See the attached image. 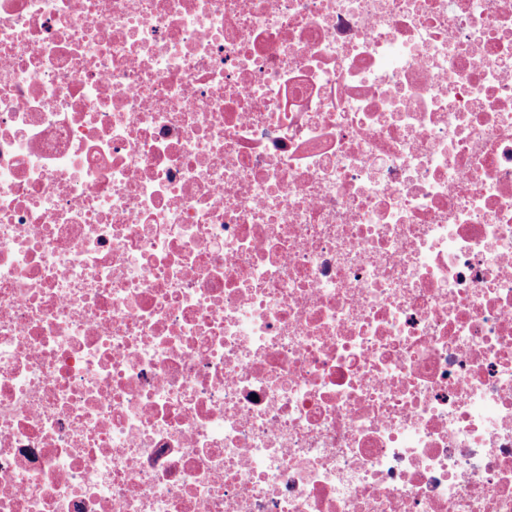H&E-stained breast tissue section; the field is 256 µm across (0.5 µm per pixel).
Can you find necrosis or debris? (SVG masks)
Wrapping results in <instances>:
<instances>
[{
  "mask_svg": "<svg viewBox=\"0 0 512 512\" xmlns=\"http://www.w3.org/2000/svg\"><path fill=\"white\" fill-rule=\"evenodd\" d=\"M0 512H512V0H0Z\"/></svg>",
  "mask_w": 512,
  "mask_h": 512,
  "instance_id": "obj_1",
  "label": "necrosis or debris"
}]
</instances>
